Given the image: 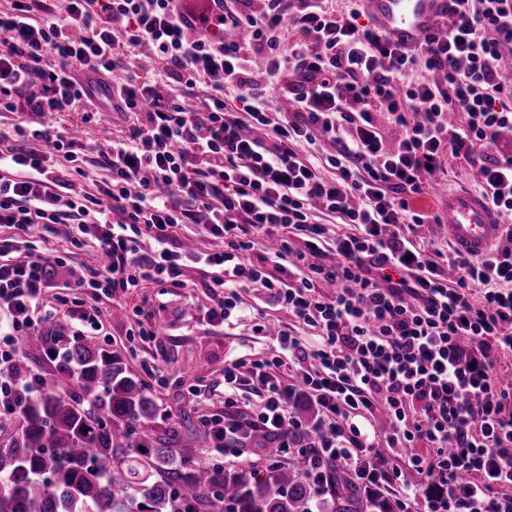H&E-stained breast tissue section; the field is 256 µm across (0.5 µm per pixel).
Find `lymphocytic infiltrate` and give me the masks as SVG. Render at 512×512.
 Returning a JSON list of instances; mask_svg holds the SVG:
<instances>
[{"label": "lymphocytic infiltrate", "instance_id": "1", "mask_svg": "<svg viewBox=\"0 0 512 512\" xmlns=\"http://www.w3.org/2000/svg\"><path fill=\"white\" fill-rule=\"evenodd\" d=\"M264 2L255 15L227 9L248 36L222 45L186 33L174 0H11L0 9V112H77L88 124L105 108L127 124L102 154L111 179L93 196L76 183L90 143L15 124L26 143L0 150V224L69 244L94 226L108 263L81 276L83 288L127 291L196 264L222 296L214 319L231 315L244 288L313 327L309 336L278 330L272 359L225 361L224 413L204 419L216 451L241 457L226 439L257 429L284 449L293 428L316 435L317 462L371 486L407 456L425 482L402 494L422 512H512V380L496 369L497 356L512 353V151L499 149L512 130V84L499 73L512 49V0H453L450 29L415 51L332 0L294 12L288 0ZM139 51L157 73L112 82L117 61ZM255 55L265 61L259 75ZM417 69L428 80H410ZM160 74L204 85L207 96L197 105L163 96ZM271 88L287 102L277 112L262 108ZM228 89L242 111L228 107ZM379 112L400 130L394 145ZM323 138L335 154L300 152ZM57 156L65 172L53 167ZM449 157L477 168L506 246L444 254L416 239L414 226L441 218L413 199ZM181 224L203 226L221 249L169 247ZM140 236L155 241L152 252H140ZM259 242L255 264L245 255ZM48 286L41 256L19 262L0 244V310L13 315L0 325V415L44 389L36 377L19 387L12 372L21 337L45 321L38 303ZM298 388L319 407L315 422L295 417Z\"/></svg>", "mask_w": 512, "mask_h": 512}]
</instances>
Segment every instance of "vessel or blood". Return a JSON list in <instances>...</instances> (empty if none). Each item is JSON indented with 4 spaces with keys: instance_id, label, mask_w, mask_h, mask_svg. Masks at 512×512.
Returning a JSON list of instances; mask_svg holds the SVG:
<instances>
[{
    "instance_id": "vessel-or-blood-1",
    "label": "vessel or blood",
    "mask_w": 512,
    "mask_h": 512,
    "mask_svg": "<svg viewBox=\"0 0 512 512\" xmlns=\"http://www.w3.org/2000/svg\"><path fill=\"white\" fill-rule=\"evenodd\" d=\"M186 31L220 42L225 36L223 0H177ZM374 25L391 43L417 47L426 35L447 28L450 0H363ZM448 238L470 255L486 253L501 233L495 210L479 194L450 192Z\"/></svg>"
}]
</instances>
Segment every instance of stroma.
<instances>
[{"label": "stroma", "instance_id": "35a3bbf8", "mask_svg": "<svg viewBox=\"0 0 512 512\" xmlns=\"http://www.w3.org/2000/svg\"><path fill=\"white\" fill-rule=\"evenodd\" d=\"M125 123L109 112L101 113L92 135L99 151L88 152L85 168L89 177L83 186L96 193L109 178L99 152L109 141L125 134ZM104 258L94 235H84L76 247L70 248L63 266L57 267L52 286L42 295L44 311L65 319L71 332L79 333L81 341L97 343L120 355L148 386L157 403L156 423L167 430L168 419H176V432L182 435L203 434L202 419L224 411V360L237 357L246 362L272 358L277 346L274 338L258 334L257 324L267 321L275 325L295 327L288 312L265 302L260 293L240 294V311L224 321L213 319L211 306L218 302L204 288L205 273L199 268L183 269L178 281L163 284L146 283L140 288L110 297L92 293L75 285L74 275L99 269ZM96 311L98 323H83L84 312ZM150 316L156 335L141 336L135 323L136 311ZM169 373L166 386H158L155 367ZM191 368L197 386L195 394H187L179 384L183 368Z\"/></svg>", "mask_w": 512, "mask_h": 512}]
</instances>
